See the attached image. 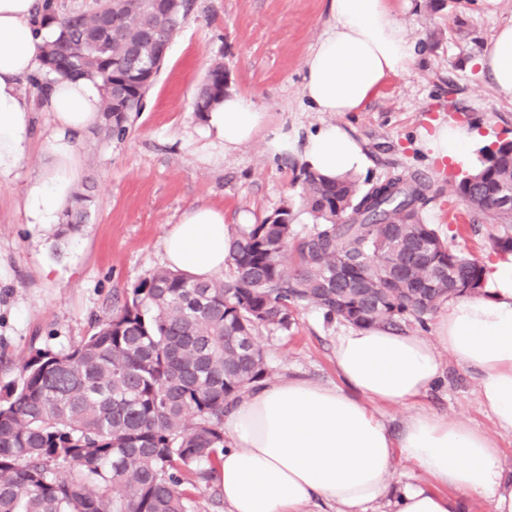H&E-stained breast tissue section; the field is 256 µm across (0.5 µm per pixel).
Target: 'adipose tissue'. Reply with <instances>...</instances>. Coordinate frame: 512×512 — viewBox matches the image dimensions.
Instances as JSON below:
<instances>
[{"instance_id":"1","label":"adipose tissue","mask_w":512,"mask_h":512,"mask_svg":"<svg viewBox=\"0 0 512 512\" xmlns=\"http://www.w3.org/2000/svg\"><path fill=\"white\" fill-rule=\"evenodd\" d=\"M36 0H0V181L14 175L26 153L31 111L21 92L42 45L53 31L36 27ZM333 26L305 65L302 92L317 112L364 109L382 82L406 72L415 43L390 0H331ZM478 65L512 99V24L498 28ZM52 164L27 191L25 207L38 224H51L76 171L73 137L96 124L102 109L98 82L77 78L50 84ZM207 129L230 151L263 136L271 155L302 145L306 168L333 179L363 172L359 141L338 124H325L298 141L287 127L229 93L206 112ZM424 141L434 158L461 171L480 167L485 138L460 123L434 126ZM224 212L187 209L163 240L168 268L198 279L223 272L229 248ZM435 338L381 326L343 328L332 359L341 380L329 387L303 377L268 381L243 394L224 417L228 442L217 472L228 512H305L316 498L336 512H372L392 496L391 512H461L463 500H482L489 512H512V473L484 431L418 411L391 433L374 405H413L443 376L441 351L480 374L479 398L494 425L512 433V257L490 262L477 293L455 296L443 308ZM425 476L397 484L395 460Z\"/></svg>"}]
</instances>
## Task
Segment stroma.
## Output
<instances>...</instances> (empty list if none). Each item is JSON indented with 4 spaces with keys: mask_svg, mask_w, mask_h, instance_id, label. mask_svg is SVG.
<instances>
[{
    "mask_svg": "<svg viewBox=\"0 0 512 512\" xmlns=\"http://www.w3.org/2000/svg\"><path fill=\"white\" fill-rule=\"evenodd\" d=\"M418 44L408 73L389 77L360 112H315L302 94L306 60L330 29L328 0H194L167 60L124 138L99 128L76 136L81 172L71 192L89 196L88 223L63 239L32 223L21 200L44 173L54 128L41 108L49 79L22 81L33 110L29 147L12 180L0 183V383L17 377L32 348L61 349L94 331L95 319L151 269L163 266L162 238L189 207L223 208L224 222H261L286 198L302 167L300 151L266 152L262 140L230 153L214 147L193 99L210 64L222 60L229 89L263 107L270 125L307 133L339 123L360 142L369 165L361 184L416 174L429 187L422 218L449 245L481 263L495 261L491 218L456 197L460 172L434 160L421 133L432 122L479 125L486 144L512 139V99L500 95L476 60L495 30L512 22V0H392ZM291 332L257 337L275 377L301 375L336 386L332 344L340 322L303 304ZM443 377L422 408L486 431L512 470V434L498 431L478 396L479 375L443 355Z\"/></svg>",
    "mask_w": 512,
    "mask_h": 512,
    "instance_id": "35a3bbf8",
    "label": "stroma"
}]
</instances>
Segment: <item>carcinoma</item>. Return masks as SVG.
<instances>
[{
    "mask_svg": "<svg viewBox=\"0 0 512 512\" xmlns=\"http://www.w3.org/2000/svg\"><path fill=\"white\" fill-rule=\"evenodd\" d=\"M105 0L92 14L43 23L56 38L39 61L51 80L83 77L103 91L100 130L126 134V114L145 87L130 82L153 41L172 40L192 0ZM109 15L111 32L81 54L73 46ZM224 63H211L195 98L207 112L224 98ZM420 179L392 174L364 190L354 177L303 170L299 203L284 202L257 224L230 230L222 278L149 270L96 331L65 349L35 348L19 378L0 385V512H193L192 490L209 483L224 453V413L272 368L257 334L288 333L295 308L312 304L331 321L404 330L454 295L482 287L485 266L452 249L421 211ZM512 141L486 149L456 193L497 221L494 253L512 255ZM89 196L73 195L55 237L78 232ZM312 224L298 234L299 213Z\"/></svg>",
    "mask_w": 512,
    "mask_h": 512,
    "instance_id": "cac0c4a2",
    "label": "carcinoma"
}]
</instances>
